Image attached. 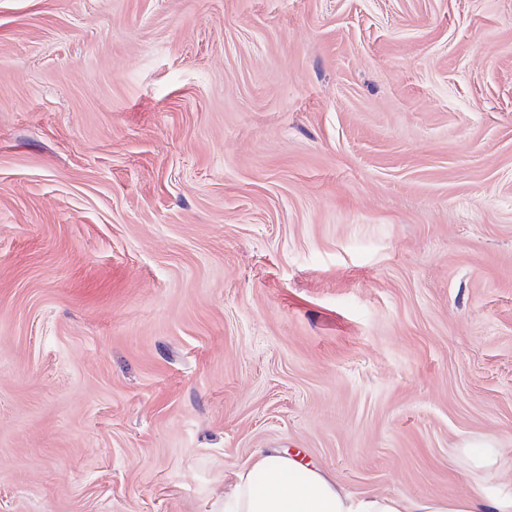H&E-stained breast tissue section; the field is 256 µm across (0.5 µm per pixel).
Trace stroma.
<instances>
[{
  "label": "stroma",
  "mask_w": 512,
  "mask_h": 512,
  "mask_svg": "<svg viewBox=\"0 0 512 512\" xmlns=\"http://www.w3.org/2000/svg\"><path fill=\"white\" fill-rule=\"evenodd\" d=\"M267 449L512 488V0H0V512Z\"/></svg>",
  "instance_id": "obj_1"
}]
</instances>
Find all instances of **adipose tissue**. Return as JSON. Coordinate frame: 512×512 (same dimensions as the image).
<instances>
[{
    "mask_svg": "<svg viewBox=\"0 0 512 512\" xmlns=\"http://www.w3.org/2000/svg\"><path fill=\"white\" fill-rule=\"evenodd\" d=\"M218 512H512V489L475 482L466 495L450 501L353 497L319 468L260 452L235 471Z\"/></svg>",
    "mask_w": 512,
    "mask_h": 512,
    "instance_id": "1",
    "label": "adipose tissue"
}]
</instances>
